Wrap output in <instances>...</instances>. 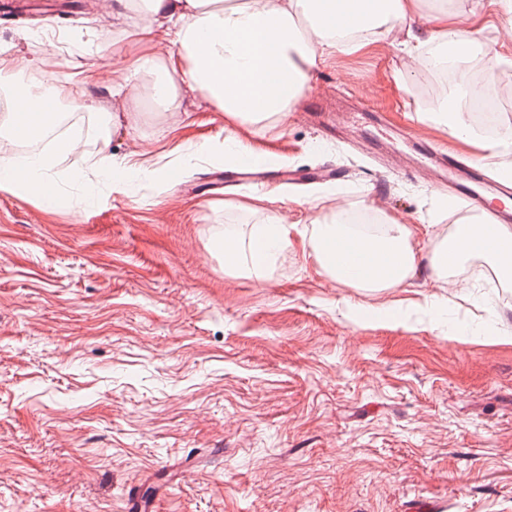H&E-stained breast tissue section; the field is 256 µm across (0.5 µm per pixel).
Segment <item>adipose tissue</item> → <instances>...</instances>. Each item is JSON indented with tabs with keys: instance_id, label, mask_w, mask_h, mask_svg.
I'll return each instance as SVG.
<instances>
[{
	"instance_id": "1",
	"label": "adipose tissue",
	"mask_w": 512,
	"mask_h": 512,
	"mask_svg": "<svg viewBox=\"0 0 512 512\" xmlns=\"http://www.w3.org/2000/svg\"><path fill=\"white\" fill-rule=\"evenodd\" d=\"M512 23V0H471L469 25L457 14L426 13L421 0H114L118 14L141 7L166 22L170 42L188 63L184 76L210 104L238 124L264 126L286 121L295 102L311 87L319 65L339 53L362 47V33L375 31L413 63L433 58L453 61L478 47L486 6ZM55 154L1 158L0 188L20 190L39 200L57 197L48 172ZM373 206L342 208L333 223H313L308 245L322 269L337 282L379 291L412 279L421 257L414 246L416 228L391 219L380 234L364 235L353 223ZM481 219L453 225L445 245L429 258L443 276L468 256L479 254L512 268V226H492L483 235ZM225 265L258 273L287 253V225L228 224L217 234Z\"/></svg>"
}]
</instances>
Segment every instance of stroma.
Instances as JSON below:
<instances>
[{
	"instance_id": "obj_1",
	"label": "stroma",
	"mask_w": 512,
	"mask_h": 512,
	"mask_svg": "<svg viewBox=\"0 0 512 512\" xmlns=\"http://www.w3.org/2000/svg\"><path fill=\"white\" fill-rule=\"evenodd\" d=\"M495 38L494 71L479 53L461 63L491 93L512 88V36ZM0 50L34 62L0 92L69 73L87 103L58 198L0 189V512H512V275L424 264L370 292L328 277L303 237L368 189L402 223L433 221L427 253L476 217L418 177L401 135L495 169L437 113L454 81L369 34L317 70L286 124L257 129L184 81L178 108L149 100L138 61L174 47L145 14L134 26L98 0H54L0 23ZM106 123L112 155L149 173L114 172L91 196ZM230 128L280 167L341 178L256 191L221 183L236 167L221 154L175 163ZM277 218L287 257L258 279L225 274L215 229Z\"/></svg>"
}]
</instances>
